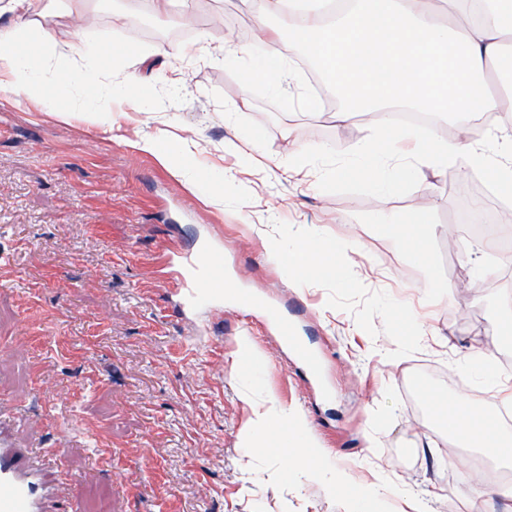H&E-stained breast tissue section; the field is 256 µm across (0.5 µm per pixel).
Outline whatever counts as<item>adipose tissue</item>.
<instances>
[{"instance_id": "ef3b65f1", "label": "adipose tissue", "mask_w": 512, "mask_h": 512, "mask_svg": "<svg viewBox=\"0 0 512 512\" xmlns=\"http://www.w3.org/2000/svg\"><path fill=\"white\" fill-rule=\"evenodd\" d=\"M294 2L308 21L294 28L291 37L322 65L342 99L339 123L359 115L383 117L351 164L370 191L393 193L407 184L420 188L424 169L444 176L461 161L489 183L512 185V134L488 149L467 126L457 141L447 142L429 129H396L390 120L398 104L448 116L501 112L504 101L512 100V49L507 46L512 40V0H448L449 9L465 19L454 33L432 10L431 0H355L351 14L331 24L317 15L320 0ZM5 13L11 19L0 26V90L28 97L46 92L53 102L74 111L103 116L95 70L127 54V47L99 46L84 69H51L47 60L55 55L57 42L52 29L37 25L33 0H0V15ZM492 72L501 76L503 93L490 92L487 77ZM404 136L417 142L414 161L395 159L394 145ZM352 247L349 241L331 243L313 235L277 247L275 258L298 274ZM435 411L449 435L465 447L512 463V430L499 424L496 401L475 407L467 397L452 393ZM280 445L287 450L284 469L315 472L331 490L350 486L348 474L324 462L313 464L303 428L284 432Z\"/></svg>"}]
</instances>
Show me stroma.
Masks as SVG:
<instances>
[{"mask_svg": "<svg viewBox=\"0 0 512 512\" xmlns=\"http://www.w3.org/2000/svg\"><path fill=\"white\" fill-rule=\"evenodd\" d=\"M262 0H38L61 65H89L88 48L130 47L101 85L147 80L150 103L128 93L107 123L0 92V413L18 448L67 447L82 512H348L350 492L282 473L278 430L299 423L314 450L358 486L407 489L428 512H471L468 455L416 391L423 382L512 408V346H493L511 288L473 280L479 241L462 219L479 202L472 171L374 196L348 163L373 123L337 126L335 108L309 112L315 70L290 36L260 38ZM240 50L225 57L224 39ZM284 44L279 92L246 83L251 50ZM167 47V59L154 57ZM260 130L258 150L238 145ZM187 139L185 159L143 150ZM345 169L323 185L324 168ZM435 203L430 267L406 253L394 224L422 196ZM320 234L352 240L336 263L298 279L275 244ZM223 253L224 280L256 298L194 305L166 285L163 252ZM449 288L446 297L428 282ZM412 311L431 326L415 335ZM288 319L320 358L310 373L278 334ZM487 355L499 383L477 387L468 354ZM279 416L266 449L259 412ZM109 445L115 455L97 460Z\"/></svg>", "mask_w": 512, "mask_h": 512, "instance_id": "35a3bbf8", "label": "stroma"}]
</instances>
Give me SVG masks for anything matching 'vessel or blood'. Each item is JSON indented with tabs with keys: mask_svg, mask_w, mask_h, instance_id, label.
<instances>
[{
	"mask_svg": "<svg viewBox=\"0 0 512 512\" xmlns=\"http://www.w3.org/2000/svg\"><path fill=\"white\" fill-rule=\"evenodd\" d=\"M186 271L170 273L171 283L194 304H208L224 294L220 272L224 259L215 252L186 259ZM62 448L28 450L12 447L8 427L0 420V512H80L76 497L55 495L57 483L67 480V473H47V462H61Z\"/></svg>",
	"mask_w": 512,
	"mask_h": 512,
	"instance_id": "vessel-or-blood-1",
	"label": "vessel or blood"
}]
</instances>
